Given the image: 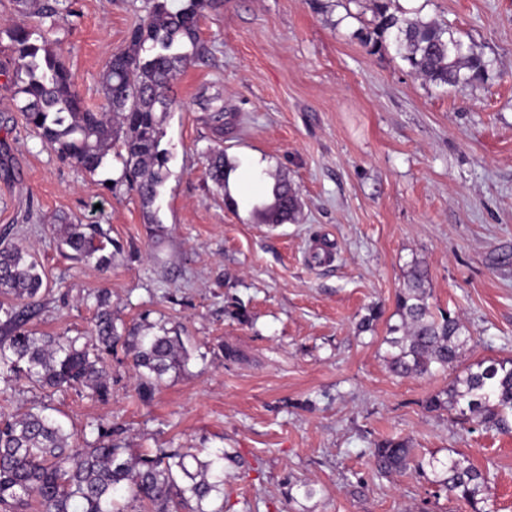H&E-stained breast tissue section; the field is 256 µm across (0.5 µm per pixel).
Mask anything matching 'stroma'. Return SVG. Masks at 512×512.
Segmentation results:
<instances>
[{
  "mask_svg": "<svg viewBox=\"0 0 512 512\" xmlns=\"http://www.w3.org/2000/svg\"><path fill=\"white\" fill-rule=\"evenodd\" d=\"M147 6L56 0V36L87 104ZM388 6L450 26L488 61L484 80L457 89L412 73L379 36L373 0H224L201 17L206 52L178 75L182 106L162 123L169 175L154 224L116 159L76 171L31 136L0 75V233L43 270L27 329L89 331L105 289L117 326L148 316L180 329L188 351L148 399L118 351L108 398L0 380V414L45 405L78 440L105 419L138 450L240 455L245 466L224 477L228 512H473L433 497L415 471L378 474L368 448L391 437L419 456L462 454L489 474L488 512H512V435L427 410L452 372L397 376L385 342L417 263L430 305L467 329L463 364L512 358V0ZM219 108L220 137L209 119ZM217 147L246 188L231 204L206 174ZM252 155L269 169L249 168ZM278 177L301 208L265 224ZM62 217L108 229L110 268L61 252ZM376 304L381 318L359 331ZM304 482L315 495L289 497Z\"/></svg>",
  "mask_w": 512,
  "mask_h": 512,
  "instance_id": "obj_1",
  "label": "stroma"
}]
</instances>
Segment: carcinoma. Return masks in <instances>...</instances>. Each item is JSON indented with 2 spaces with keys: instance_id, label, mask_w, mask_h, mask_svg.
I'll use <instances>...</instances> for the list:
<instances>
[{
  "instance_id": "obj_1",
  "label": "carcinoma",
  "mask_w": 512,
  "mask_h": 512,
  "mask_svg": "<svg viewBox=\"0 0 512 512\" xmlns=\"http://www.w3.org/2000/svg\"><path fill=\"white\" fill-rule=\"evenodd\" d=\"M15 10L39 18L31 27H0V75L9 78L11 100L26 129L70 167L95 172L110 155L121 161L120 180L151 207L168 176V154L160 148L159 115L181 106L173 90L177 73L205 52L198 23L206 9L224 0H186L174 9L168 0H151L101 75L102 100L85 104L73 84L53 38L55 16L49 0H12ZM379 30L394 33L396 52L417 75L439 86L460 87L483 79L488 62L471 52L461 36L418 16L401 17L377 5ZM224 151L209 159L208 176L226 187ZM274 201L263 211L266 224L294 218L300 202L287 180L276 183ZM112 244L100 224H66L60 245L79 262L112 266ZM427 272L415 264L408 287L396 299L398 325L389 326L388 363L401 377H417L459 367L470 337L456 316L434 312L424 288ZM43 287L39 265L21 241L0 245V294L35 300ZM97 313L89 336H38L25 329L21 315L0 305V377H25L48 388L110 391L107 359L122 349L130 360L138 394L146 399L171 371L183 368L188 354L174 328L148 316L118 328L108 293L94 295ZM430 411H446L471 429L512 434V358L481 360L466 366L448 388L426 401ZM95 437L73 444L61 422L44 408L0 418V512H26L36 502L43 512H123L130 497L145 512H224V461H244L222 451L201 459L191 451L148 452L123 446L118 428L98 423ZM369 454L380 473L413 468L431 472L434 495L472 507L487 502L488 477L461 456L444 461L418 457L405 439L373 444Z\"/></svg>"
}]
</instances>
